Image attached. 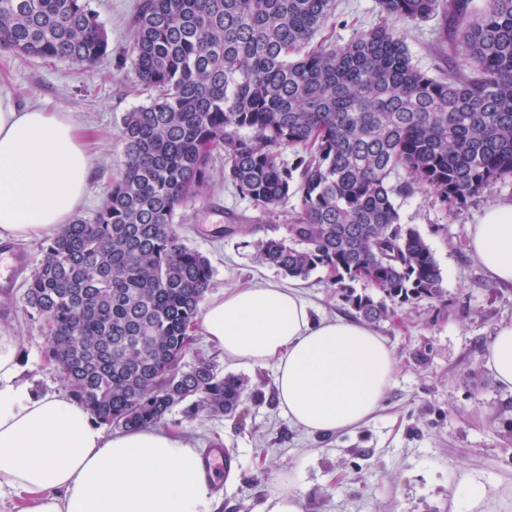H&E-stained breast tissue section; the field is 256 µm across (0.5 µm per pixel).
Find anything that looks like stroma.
I'll return each mask as SVG.
<instances>
[{
	"mask_svg": "<svg viewBox=\"0 0 512 512\" xmlns=\"http://www.w3.org/2000/svg\"><path fill=\"white\" fill-rule=\"evenodd\" d=\"M89 3L109 42L107 55L95 65L83 68L0 49V93L25 106L72 113L87 128L95 166L78 210L85 219L101 207L120 173L124 116L151 95L123 63L139 0ZM379 20L377 0H336L321 35L345 43ZM443 24L440 17L397 23L414 62L436 77L448 69V46L439 40ZM502 201H512V178L451 211L422 193L396 197L400 224L421 234L440 265L443 293L412 304H389L388 317L372 324L393 350L397 370L381 410L358 428L314 436L293 425L276 401L273 367L226 361L204 336H195L183 359L186 366L204 358L219 374L241 378L248 386L233 413L190 418L177 407L164 423L201 449L230 450L234 468L212 486L217 512H258L268 496L288 492L303 498L305 512H460L450 490L466 479L494 498L512 497V392L496 385L486 361L498 325L512 321V286L493 283L467 250L471 226L486 208ZM298 202L291 196L274 212L264 211L225 183L224 161L218 158L207 188L178 208L174 222L214 268L209 295L271 282L298 290L317 314L356 318L326 271L292 279L255 260L254 242L286 237ZM224 224L243 225L248 238L212 237L211 229ZM45 245L40 238L21 242L29 267L15 287H0V326L20 336L24 376L34 390L63 393L66 384L45 356L41 323L29 316L23 301L26 281Z\"/></svg>",
	"mask_w": 512,
	"mask_h": 512,
	"instance_id": "obj_1",
	"label": "stroma"
}]
</instances>
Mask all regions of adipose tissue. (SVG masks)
<instances>
[{"label":"adipose tissue","mask_w":512,"mask_h":512,"mask_svg":"<svg viewBox=\"0 0 512 512\" xmlns=\"http://www.w3.org/2000/svg\"><path fill=\"white\" fill-rule=\"evenodd\" d=\"M93 163L71 113L0 96V238L51 237L71 223ZM468 246L493 282L512 285V202L490 207ZM200 331L228 361L274 366L280 408L312 434L372 419L396 372L392 350L367 326L315 319L296 289L271 283L209 299ZM488 365L512 391V322L498 326ZM2 491L30 496L27 512L218 510L190 438L157 427L109 435L71 395L35 392L21 378L19 336L1 326Z\"/></svg>","instance_id":"ef3b65f1"}]
</instances>
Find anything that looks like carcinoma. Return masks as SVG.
<instances>
[{
  "instance_id": "carcinoma-1",
  "label": "carcinoma",
  "mask_w": 512,
  "mask_h": 512,
  "mask_svg": "<svg viewBox=\"0 0 512 512\" xmlns=\"http://www.w3.org/2000/svg\"><path fill=\"white\" fill-rule=\"evenodd\" d=\"M379 0L391 18L448 10V71L413 63L405 37L376 24L346 43H309L335 0H141L125 57L154 91L126 114L124 169L93 218L50 239L24 303L47 356L94 420L118 429L235 411L244 382L181 362L214 269L174 223L210 162L270 209L300 195L288 238L257 259L337 288L364 280L397 304L442 296L429 245L398 224L394 197L429 195L446 209L512 177V0ZM0 48L90 66L108 52L89 0H0ZM283 146L303 152L278 161ZM402 176L396 185L392 175ZM360 318L388 309L345 295Z\"/></svg>"
}]
</instances>
